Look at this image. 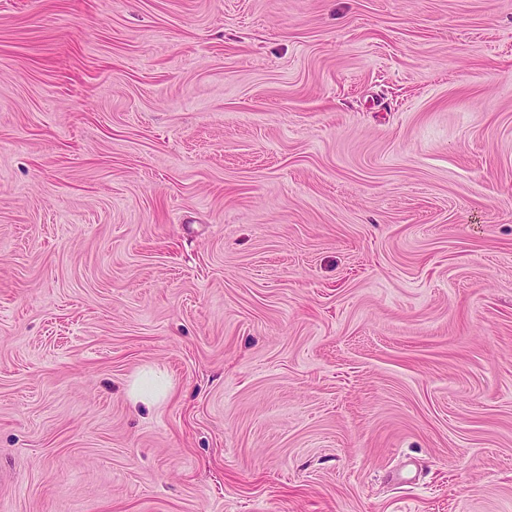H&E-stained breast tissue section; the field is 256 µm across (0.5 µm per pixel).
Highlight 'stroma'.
Masks as SVG:
<instances>
[{
  "label": "stroma",
  "mask_w": 512,
  "mask_h": 512,
  "mask_svg": "<svg viewBox=\"0 0 512 512\" xmlns=\"http://www.w3.org/2000/svg\"><path fill=\"white\" fill-rule=\"evenodd\" d=\"M0 512H512V0H0ZM167 384L163 376L154 370L144 371L134 382L132 396L135 402H158L167 393Z\"/></svg>",
  "instance_id": "obj_1"
}]
</instances>
